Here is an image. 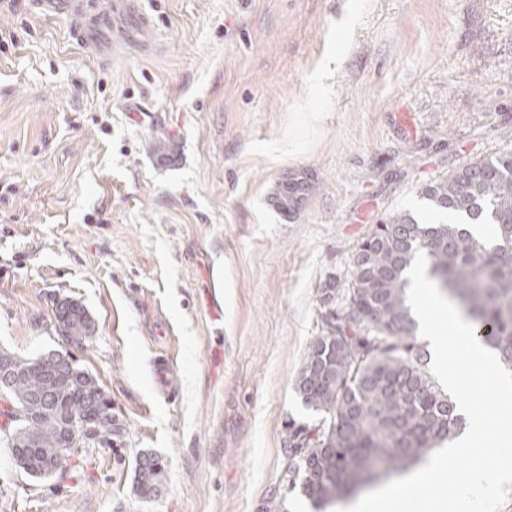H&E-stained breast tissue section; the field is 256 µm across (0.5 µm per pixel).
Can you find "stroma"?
<instances>
[{"mask_svg":"<svg viewBox=\"0 0 512 512\" xmlns=\"http://www.w3.org/2000/svg\"><path fill=\"white\" fill-rule=\"evenodd\" d=\"M142 5L151 50L95 57L68 20L0 0V347L69 353L118 428L35 479L0 415V512H303L283 439L313 420L294 380L317 290L387 213L425 210L423 182L512 150V0ZM65 298L91 344L61 336ZM144 450L164 463L151 499ZM311 187V175L307 170L290 172L277 184L272 201L277 210L292 216L306 201ZM164 465L161 458L151 452L142 451L136 457L135 483L140 496L151 499L158 494Z\"/></svg>","mask_w":512,"mask_h":512,"instance_id":"35a3bbf8","label":"stroma"}]
</instances>
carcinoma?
Instances as JSON below:
<instances>
[{
	"label": "carcinoma",
	"mask_w": 512,
	"mask_h": 512,
	"mask_svg": "<svg viewBox=\"0 0 512 512\" xmlns=\"http://www.w3.org/2000/svg\"><path fill=\"white\" fill-rule=\"evenodd\" d=\"M311 187L308 171L290 172L272 201L291 216ZM420 194L432 218L387 214L359 244L346 277L334 276L318 291V334L294 389L320 418L288 424L284 452L289 490L319 508L403 474L464 427L454 398L430 376V355L416 336L407 272L417 252L427 258L428 278L512 370V152L474 158L425 183ZM327 290L335 294L330 316ZM57 324L77 344L93 340L91 319L73 301L57 307ZM52 356L57 371L39 357L15 356L20 378L0 390L14 463L36 479L61 477L70 468L76 440L64 436L63 422L94 419L108 401L97 379L69 355ZM163 469L157 454L137 455L140 496H157Z\"/></svg>",
	"instance_id": "carcinoma-1"
}]
</instances>
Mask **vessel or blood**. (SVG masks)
Wrapping results in <instances>:
<instances>
[{"mask_svg": "<svg viewBox=\"0 0 512 512\" xmlns=\"http://www.w3.org/2000/svg\"><path fill=\"white\" fill-rule=\"evenodd\" d=\"M44 15L67 19L71 38L94 56L112 48L114 30H121L127 45L137 50L151 47L154 24L139 0H115L112 13L96 11L92 0H35Z\"/></svg>", "mask_w": 512, "mask_h": 512, "instance_id": "b4317fda", "label": "vessel or blood"}]
</instances>
